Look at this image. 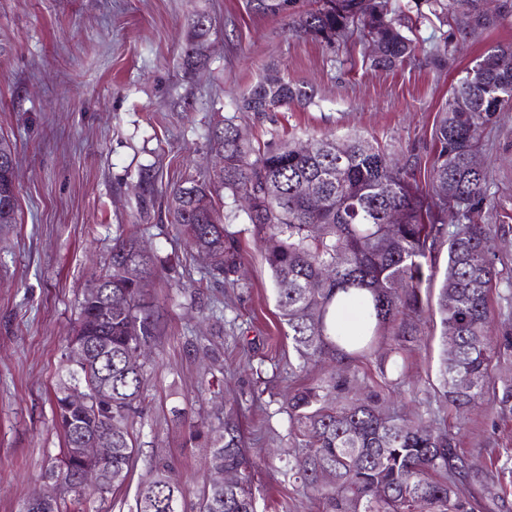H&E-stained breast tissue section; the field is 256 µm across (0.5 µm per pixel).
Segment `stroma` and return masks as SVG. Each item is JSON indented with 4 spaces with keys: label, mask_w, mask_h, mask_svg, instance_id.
Returning <instances> with one entry per match:
<instances>
[{
    "label": "stroma",
    "mask_w": 512,
    "mask_h": 512,
    "mask_svg": "<svg viewBox=\"0 0 512 512\" xmlns=\"http://www.w3.org/2000/svg\"><path fill=\"white\" fill-rule=\"evenodd\" d=\"M200 12L212 31L204 64L191 67L186 35ZM420 35L432 45L446 41L444 69L423 54L394 71L374 69L363 47L298 37L287 18L255 13L248 0H0V136L17 144L19 183L17 221L0 228V512H19L59 452L53 401L61 351L84 289L107 268L114 238L130 231L145 251L174 264L147 290L161 333L147 359L152 404L133 474L107 501L92 503L93 512H130L158 456L187 489L186 512H196L195 493L211 473L205 445L190 433L229 400L257 464L258 512H321L282 470V458L298 450L284 401L300 380L264 243L221 193L224 228L244 266L235 283L211 282L205 259L177 235L164 193L142 216L138 176L155 169L167 184L208 174L209 133L227 117L256 145L275 135L356 133L399 161L428 163L453 79L488 50L512 44V12L469 38L455 25ZM270 70L311 90L312 103L259 116L238 111ZM484 157L503 271L492 288L491 326L512 332V112L489 131ZM421 330L404 376L380 373L372 357L349 372L351 388L393 392L400 413L445 424L472 462L486 464L492 448L512 454V419L498 416L492 397L460 415L437 399L438 316L426 315ZM217 369L220 395L206 389Z\"/></svg>",
    "instance_id": "stroma-1"
}]
</instances>
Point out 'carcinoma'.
<instances>
[{"label": "carcinoma", "instance_id": "1", "mask_svg": "<svg viewBox=\"0 0 512 512\" xmlns=\"http://www.w3.org/2000/svg\"><path fill=\"white\" fill-rule=\"evenodd\" d=\"M261 14L286 16L291 31L319 43L357 41L376 45L370 66L395 69L425 50L421 27L461 20V30L474 35L506 13L501 0H253ZM211 28L204 13L189 29V64L202 59ZM313 95L271 71L261 77L241 102L247 112L264 114L279 108L305 106ZM503 112H512V45L475 60L451 87L437 114L434 152L424 184L387 161L385 149L354 135L311 136L306 141L271 139L256 148L227 118L210 133L212 149L224 154L220 179H186L174 184L169 212L174 226L198 252L219 250L213 278H228L242 264L237 240L224 230L215 203L207 209L196 198L222 188L234 199H247L254 234L270 242L264 260L273 280L278 317L298 356L299 371L311 362L331 363L337 372L295 389L288 398L291 431L304 451L285 459L322 512H478L479 492L509 472L512 458L490 452L479 468L456 446L444 427L402 417L390 410L387 398L371 391L350 395L342 371L373 355L385 339L401 355L419 340L416 320L424 312L420 286L424 267L438 240L448 236V264L438 291L435 313L456 346L448 352L443 340L436 390L448 409L461 411L492 394L500 414H512V381L496 373L494 361L512 353V336L493 332L489 295L501 276L492 251L494 225L476 222L487 201L488 172L473 165L482 153L486 134ZM16 146L0 138V224L17 223ZM159 175H140L141 214L152 205ZM454 205L460 217L448 224ZM396 211L400 220L392 223ZM453 230H448V227ZM156 272L154 260L139 247L134 234L117 239L103 288L84 292L72 334L101 336L78 366L62 368L55 401L77 383L112 387V424L100 419L91 403L56 423L62 448L46 474L64 479L66 488L53 503L36 512H88L129 480L138 453L135 425L145 418L151 400L146 391L144 362L130 360L139 346L156 341L161 322L153 304L139 288ZM112 301L111 319L94 326L96 304ZM353 306L360 321L346 331L330 319L331 308ZM112 429V474L94 487H76L84 467L69 449L79 439ZM193 438L209 448L208 468L237 471L233 487L208 485L198 496L196 512H257L252 462L243 449L234 410L216 421L194 426ZM328 467L334 480L323 483L319 471ZM186 490L164 457L155 459L151 475L138 484L133 512H183Z\"/></svg>", "mask_w": 512, "mask_h": 512}]
</instances>
